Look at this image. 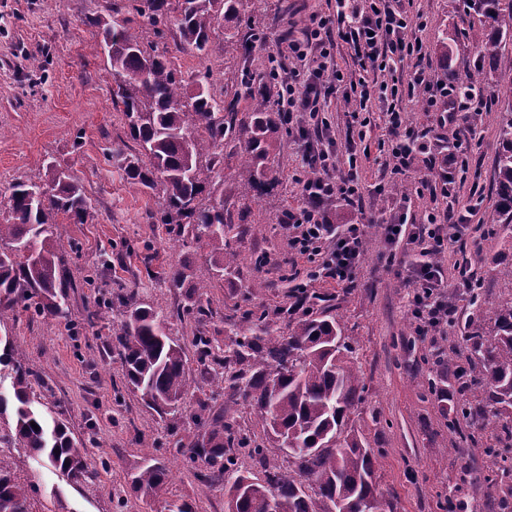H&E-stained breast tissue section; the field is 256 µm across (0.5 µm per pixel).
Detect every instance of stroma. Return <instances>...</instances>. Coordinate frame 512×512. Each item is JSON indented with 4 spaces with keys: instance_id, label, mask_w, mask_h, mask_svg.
<instances>
[{
    "instance_id": "obj_1",
    "label": "stroma",
    "mask_w": 512,
    "mask_h": 512,
    "mask_svg": "<svg viewBox=\"0 0 512 512\" xmlns=\"http://www.w3.org/2000/svg\"><path fill=\"white\" fill-rule=\"evenodd\" d=\"M130 0H0V221L8 216L10 186L35 177L46 163L67 168L95 205L89 224L58 227L59 248L67 262L66 306L62 319L41 320L21 314L6 319L0 336H10L21 357L38 371L35 391L43 411L62 419L89 451L84 476L71 479L48 462L12 448L7 453L18 480L33 483V512H168L175 502H188L193 512H225L224 474L204 462L188 460L199 428L194 418L201 404L224 406L222 369L202 359L196 337L223 347L229 316L245 310L265 313L286 327L296 301L292 282L308 280L307 265L288 248L278 216L301 203L295 184L298 145L294 136L281 140V185L275 195L253 205L251 221L260 233L236 244L240 254L235 277L218 280L208 248H183L166 225L152 223L147 213L157 200L129 188L118 159L109 150L132 152L135 143L121 114L112 106L113 80L100 49L101 36L92 18L111 17L122 4V17H132ZM268 13L265 43L249 55L225 48L216 39L208 55L177 49V28L167 22L149 39L168 51L183 74L209 72L214 91L224 75L240 70L260 73L268 67L279 36L300 35L312 14L326 11L327 0H264ZM427 27L422 34L426 62L436 74L458 80L462 71L478 68L482 86L494 100L470 124L474 130L468 181L482 185L485 202L469 218L488 223L493 214L494 169L499 150L500 111L512 99V38L491 42L481 14L464 0H414ZM447 39L448 54L435 50ZM363 142L357 143L366 196L364 212L341 206L331 209L334 223L382 221L393 215L398 194H375L387 181L379 143L385 132L380 110L370 114ZM472 268L485 287L488 302H497L496 278L512 265V234L494 230L467 239ZM381 235L368 234L367 249L354 287L329 278L308 280L312 291L353 336L365 364L364 400L352 414L368 445L381 454L379 490L392 512H448V502L464 504V512H496L500 499L512 494V471L495 477L482 450L457 446L448 432L446 402L428 397L421 375L435 347L446 355L462 348V328L444 336H415L407 302L409 288L385 268ZM185 261L193 280L210 283L209 313L200 317L186 309L184 289L171 287L167 272ZM167 316V332L185 350L190 387L183 417L148 408L125 385L124 367L114 350L119 322L92 319L88 310L126 296ZM168 465L172 477L158 494L146 497L132 485L145 456Z\"/></svg>"
}]
</instances>
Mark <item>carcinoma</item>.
I'll use <instances>...</instances> for the list:
<instances>
[{
  "label": "carcinoma",
  "instance_id": "carcinoma-1",
  "mask_svg": "<svg viewBox=\"0 0 512 512\" xmlns=\"http://www.w3.org/2000/svg\"><path fill=\"white\" fill-rule=\"evenodd\" d=\"M142 24L129 20L93 19L101 30V47L113 77V108L125 120L138 151L124 157L129 186L161 198L150 218L170 226L175 241L189 236L219 255L215 276L231 277L239 265L233 242L249 231L246 224L256 200L280 182L275 164L285 131L267 85L245 86L247 106L225 99L211 88L206 74L183 77L172 58L154 49L148 30L174 20L181 47L206 54L215 24L244 21L245 30L227 28L224 43L247 52L266 29L264 15L248 9L251 0H134ZM485 18L492 36L512 34V0H467ZM502 152L495 168L498 203L491 223L512 233V104L501 120ZM236 157L232 179L219 193L206 191ZM52 176L48 194L31 190ZM91 224V198L71 173L50 162L44 175L12 187L9 216L0 222V324L7 316H67L66 260L57 245L58 218ZM210 284L200 281L188 295V309L203 316ZM321 296L308 293L302 317L282 334L263 314L244 311L229 319L224 345V396L250 409L261 428L257 437L235 425L224 409L197 421L199 438L189 459L224 468L226 512H382L378 489V457L369 449L351 414L363 401L365 374L353 337L344 334L336 317L320 307ZM472 315L465 325L469 342L464 366L445 384L442 367L450 360L437 353L435 369L422 378L436 396L451 394L466 421V430L448 423V430L470 448H484L503 471L512 449V295L490 310L482 294L468 299ZM112 311L123 317L116 334L118 355L127 384L148 407L179 420L187 393L185 351L166 333L167 318L150 307L122 299ZM11 379V397L0 395V417L13 421L7 442L34 459L46 460L63 475L87 472V449L67 425L46 416L37 406L35 375L15 352L8 336H0V372ZM38 428H32V424ZM271 444L288 456L294 470L267 466L264 479L237 474L233 455L249 448L265 459ZM166 467L145 462L133 483L145 496L162 489ZM32 484L14 479L7 456L0 455V512H32Z\"/></svg>",
  "mask_w": 512,
  "mask_h": 512
}]
</instances>
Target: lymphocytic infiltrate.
<instances>
[{
  "instance_id": "f902f5d3",
  "label": "lymphocytic infiltrate",
  "mask_w": 512,
  "mask_h": 512,
  "mask_svg": "<svg viewBox=\"0 0 512 512\" xmlns=\"http://www.w3.org/2000/svg\"><path fill=\"white\" fill-rule=\"evenodd\" d=\"M335 2V12L312 16L303 37L287 40L269 58L279 109L295 124L301 166L319 173L317 180L297 181L302 204L284 217L288 246L313 264L315 276L340 285L353 283L366 249L365 227L332 223L329 206L336 202L362 210V181L352 146L340 148L324 138L326 112L332 98L342 97L352 123L365 128L372 102H379L391 177L412 174L415 161H422L426 174L418 180L417 196L445 203L443 212L429 211L421 221L402 212L381 227L388 266H407V279L414 285L409 310L417 335L442 336L458 320L449 291L474 288L472 264L462 243L472 231L468 218L480 209L484 193L475 185L468 197H461L469 140L458 133L447 138L442 131L465 124L469 109H481L485 100L424 67L421 33L426 24L412 22L405 0ZM340 41L360 66L350 77L334 64L333 50ZM408 59L415 60L414 70L400 74ZM413 101L431 112L433 122L406 131L405 107ZM449 253L454 259L447 265L443 259Z\"/></svg>"
}]
</instances>
